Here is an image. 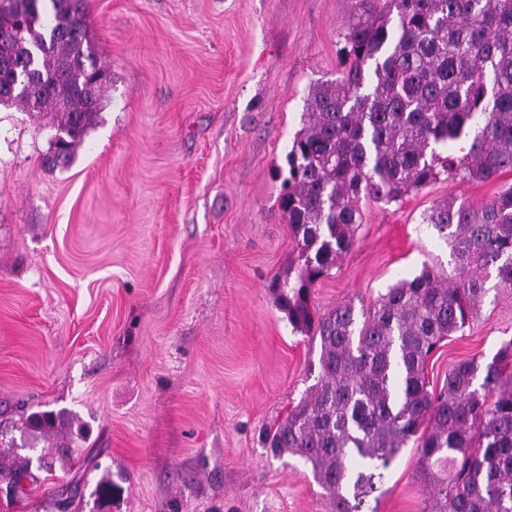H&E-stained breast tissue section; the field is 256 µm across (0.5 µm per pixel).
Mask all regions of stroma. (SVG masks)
I'll return each instance as SVG.
<instances>
[{
	"instance_id": "1",
	"label": "stroma",
	"mask_w": 512,
	"mask_h": 512,
	"mask_svg": "<svg viewBox=\"0 0 512 512\" xmlns=\"http://www.w3.org/2000/svg\"><path fill=\"white\" fill-rule=\"evenodd\" d=\"M85 5L109 80L73 164L42 166L51 115L0 108V460L18 456L15 424L34 411H66L89 436L0 512H46L78 473L71 512H92L105 474L122 488L112 512H331L310 467L263 443L319 356L268 285L297 257L278 208L287 146L310 87L341 75L355 0ZM511 185L512 171L442 176L397 203L362 201L356 243L315 305L366 310L447 263L420 214ZM510 337L512 289L490 288L431 356V385ZM89 455L100 467L81 472ZM416 459L403 448L377 512H422Z\"/></svg>"
}]
</instances>
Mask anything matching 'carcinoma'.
<instances>
[{
    "label": "carcinoma",
    "mask_w": 512,
    "mask_h": 512,
    "mask_svg": "<svg viewBox=\"0 0 512 512\" xmlns=\"http://www.w3.org/2000/svg\"><path fill=\"white\" fill-rule=\"evenodd\" d=\"M0 0V105L51 112L44 158L66 168L102 109L108 70L95 57L85 0ZM348 67L313 86L286 153L279 209L298 267L270 288L293 330L319 341L315 383L267 437L299 457L332 512H362L408 443L430 487L423 512H512V338L492 360L456 361L429 389L430 354L464 331L488 293L512 288V187L480 207L436 203L421 214L449 249L448 266H424L387 288L358 321L350 303L319 313L315 285L354 246L359 202L396 203L445 175L483 182L512 170V0H355L344 33ZM26 84L13 91L16 73ZM469 141L466 153L454 145ZM67 416L40 411L22 427L51 437ZM65 453L38 457L50 471ZM29 459L0 466V487L27 491ZM120 487L103 475L98 500Z\"/></svg>",
    "instance_id": "cac0c4a2"
}]
</instances>
